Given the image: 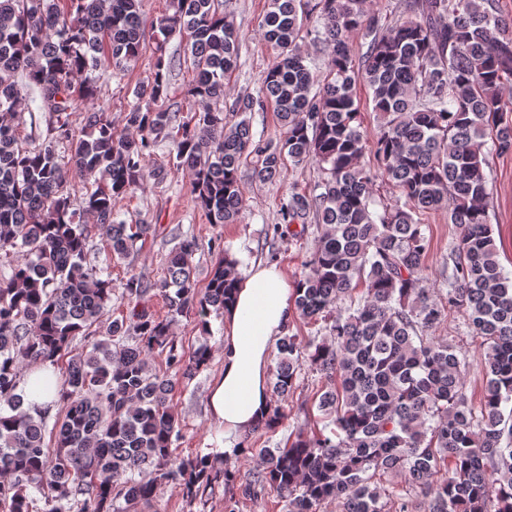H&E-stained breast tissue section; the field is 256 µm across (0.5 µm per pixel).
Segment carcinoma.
<instances>
[{
  "mask_svg": "<svg viewBox=\"0 0 512 512\" xmlns=\"http://www.w3.org/2000/svg\"><path fill=\"white\" fill-rule=\"evenodd\" d=\"M68 2L0 0V512H127L167 483L190 508L221 486L224 512L267 491L287 512H320L332 502L342 512H407L378 483L384 474L418 488L423 512H512V425L504 416L506 408L512 414V273L499 261L485 171L486 154L512 152V21L497 14L495 0H400L404 18L391 27L373 0H268L261 32L276 60L260 98L247 94L227 108L240 32L224 0H170V11L149 24L143 0ZM147 26L163 43L179 36L184 58H157L134 90L124 129L91 107L75 132L73 102L99 93L89 73L106 63L116 76L130 69ZM355 33L368 39L357 60L348 46ZM305 41L326 58L324 71L310 69ZM183 60L198 106L187 119L167 105L169 75ZM20 77L37 89L44 112L48 144L38 149L19 136ZM361 84L381 116L371 136L360 120ZM266 103L286 129L278 146L254 139L248 114ZM229 111L242 119L229 120ZM60 141L68 143L63 158L53 146ZM166 141L212 224H233L243 210L240 169L250 156L262 181L280 176L288 159L323 173L312 192L288 193L283 224L272 231L296 237L322 228L293 287L297 315L324 323L325 334L279 338L276 400L263 429L287 419L284 402L306 368L325 380L323 425L255 449L259 464L245 480L228 457L174 456V382L150 363L163 355L184 379L207 365L205 346L187 363L172 325L190 311L204 326L210 313H223L241 277L238 259L220 258L199 297L191 265L198 243L186 236L169 252L165 277L148 284L130 275L123 294L133 307L104 335L92 331L112 303V270L88 247L69 179L100 174L83 214L108 259L124 260L152 225L117 220L114 205L147 178L163 179L147 159ZM369 151L374 168L362 164ZM379 182L403 204L386 203ZM428 210L448 211L457 229L441 273L447 291L438 296L426 287ZM152 295L163 298L165 317L146 306ZM453 308L481 338L477 409L465 394L469 364L435 336ZM79 337L87 342L80 349ZM62 360L63 417L50 426L48 410L24 408L22 364Z\"/></svg>",
  "mask_w": 512,
  "mask_h": 512,
  "instance_id": "1",
  "label": "carcinoma"
}]
</instances>
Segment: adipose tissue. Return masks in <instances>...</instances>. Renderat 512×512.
Segmentation results:
<instances>
[{"instance_id":"ef3b65f1","label":"adipose tissue","mask_w":512,"mask_h":512,"mask_svg":"<svg viewBox=\"0 0 512 512\" xmlns=\"http://www.w3.org/2000/svg\"><path fill=\"white\" fill-rule=\"evenodd\" d=\"M295 314L293 289L277 265L252 264L224 313V363L208 390V410L221 442L261 425L269 411L268 364L272 345Z\"/></svg>"}]
</instances>
